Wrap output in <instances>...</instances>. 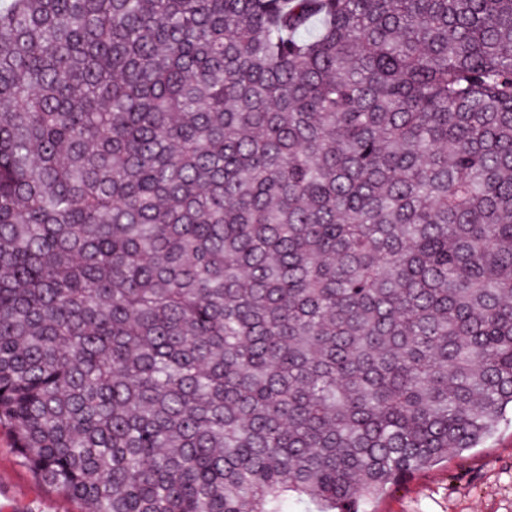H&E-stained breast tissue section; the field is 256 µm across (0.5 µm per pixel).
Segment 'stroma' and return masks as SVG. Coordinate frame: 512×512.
Listing matches in <instances>:
<instances>
[{
    "label": "stroma",
    "instance_id": "1",
    "mask_svg": "<svg viewBox=\"0 0 512 512\" xmlns=\"http://www.w3.org/2000/svg\"><path fill=\"white\" fill-rule=\"evenodd\" d=\"M367 512H512V421L479 447L424 468L370 498ZM79 505L25 466L0 427V512H78Z\"/></svg>",
    "mask_w": 512,
    "mask_h": 512
}]
</instances>
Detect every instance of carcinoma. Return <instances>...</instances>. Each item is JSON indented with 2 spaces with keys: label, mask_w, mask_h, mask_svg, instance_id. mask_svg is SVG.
<instances>
[{
  "label": "carcinoma",
  "mask_w": 512,
  "mask_h": 512,
  "mask_svg": "<svg viewBox=\"0 0 512 512\" xmlns=\"http://www.w3.org/2000/svg\"><path fill=\"white\" fill-rule=\"evenodd\" d=\"M512 412V0H0V423L81 512H362Z\"/></svg>",
  "instance_id": "obj_1"
}]
</instances>
